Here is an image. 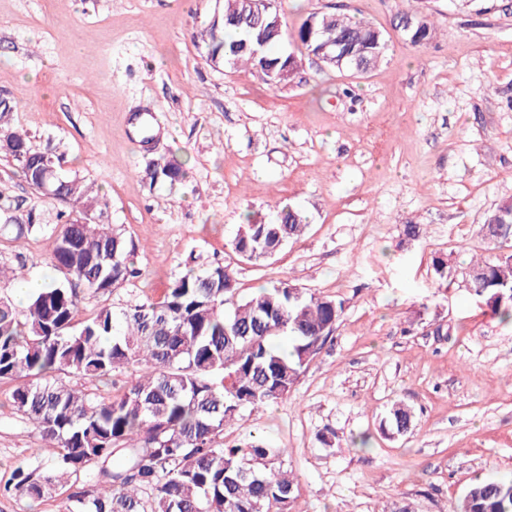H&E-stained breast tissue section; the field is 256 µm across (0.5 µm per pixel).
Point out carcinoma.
Listing matches in <instances>:
<instances>
[{
  "mask_svg": "<svg viewBox=\"0 0 512 512\" xmlns=\"http://www.w3.org/2000/svg\"><path fill=\"white\" fill-rule=\"evenodd\" d=\"M294 35L310 55L325 46L345 54L336 70L367 72L383 59V32L341 13H314ZM398 26L415 46L432 38L424 17L405 13ZM277 10L259 14L251 0H224L223 11L199 33L206 60L243 63L271 85L289 81L297 61L274 55L282 38ZM264 42L254 53L257 40ZM13 101L0 99V154L15 162L36 191L50 156L12 123ZM176 164L152 178L176 182ZM51 201L63 206L48 257L61 277L18 308L0 297V379H20L13 405L41 440L60 448L51 474L18 465L4 490L41 500L70 493L58 512H290L295 480L284 467L286 449L257 438L246 448L224 447V428L244 408L288 396L304 366L343 312L341 300L308 294L281 282L239 301L235 279L221 263L190 268L159 298L127 305L122 323L103 306L76 321L82 295L110 296L135 276V246L110 224L106 198L78 177L54 176ZM305 229L297 209L284 207L271 222H249L233 250L248 261L272 258ZM488 249L512 244V201L497 205L481 227ZM471 290L512 322V253L473 264ZM288 339L283 345L281 339ZM141 374L112 398L72 388L61 375L102 379L130 365ZM391 428L407 433L413 415L402 403L389 410ZM454 512H512V480H478Z\"/></svg>",
  "mask_w": 512,
  "mask_h": 512,
  "instance_id": "carcinoma-1",
  "label": "carcinoma"
}]
</instances>
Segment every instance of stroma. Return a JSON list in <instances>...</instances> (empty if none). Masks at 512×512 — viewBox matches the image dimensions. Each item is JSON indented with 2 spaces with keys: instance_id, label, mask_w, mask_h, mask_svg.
Segmentation results:
<instances>
[{
  "instance_id": "35a3bbf8",
  "label": "stroma",
  "mask_w": 512,
  "mask_h": 512,
  "mask_svg": "<svg viewBox=\"0 0 512 512\" xmlns=\"http://www.w3.org/2000/svg\"><path fill=\"white\" fill-rule=\"evenodd\" d=\"M275 5L279 49L298 60L279 86L198 54L191 34L224 0H0V98L60 174L106 195L108 223L136 247L139 277L82 299L79 318L159 297L188 256L229 265L240 299L286 281L343 300L288 397L224 431L228 447L259 434L286 449L290 512H451L475 480L512 478V324L468 284L486 214L512 200V0ZM334 9L384 32L368 73L294 41ZM405 13L432 25L426 47L398 28ZM170 161L188 178L151 183ZM278 203L301 211L304 233L266 262L237 256L241 226ZM30 209L41 225L18 237L11 218ZM56 213L0 155V266L50 280ZM15 386L0 380V485L32 449L42 468L56 460L14 409ZM396 402L413 428L393 437L380 424Z\"/></svg>"
}]
</instances>
